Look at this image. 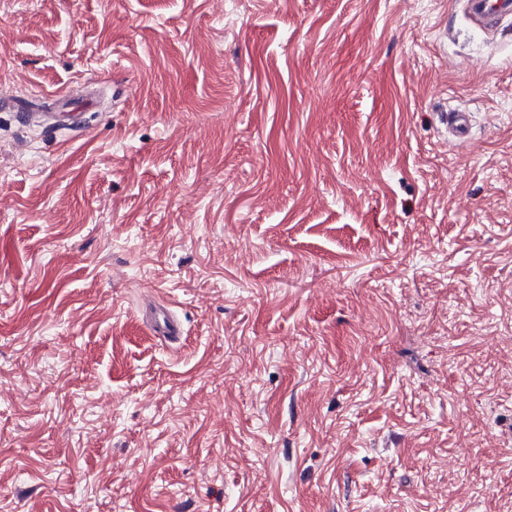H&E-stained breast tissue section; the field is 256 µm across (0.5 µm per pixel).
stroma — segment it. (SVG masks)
<instances>
[{"label": "stroma", "mask_w": 512, "mask_h": 512, "mask_svg": "<svg viewBox=\"0 0 512 512\" xmlns=\"http://www.w3.org/2000/svg\"><path fill=\"white\" fill-rule=\"evenodd\" d=\"M0 94V512H501L512 20L0 0ZM442 123L449 139L464 141L469 138L471 117L469 112L454 111L441 113ZM151 326L155 335L169 342L177 341L182 334L180 323L167 309H160L151 317Z\"/></svg>", "instance_id": "1"}]
</instances>
